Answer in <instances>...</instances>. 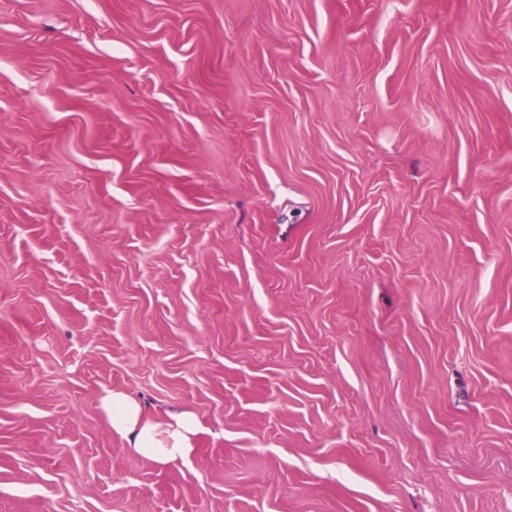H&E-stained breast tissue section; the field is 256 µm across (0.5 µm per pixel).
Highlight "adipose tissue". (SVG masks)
Returning <instances> with one entry per match:
<instances>
[{"label": "adipose tissue", "instance_id": "ef3b65f1", "mask_svg": "<svg viewBox=\"0 0 512 512\" xmlns=\"http://www.w3.org/2000/svg\"><path fill=\"white\" fill-rule=\"evenodd\" d=\"M99 405L113 432L125 438L131 450L140 455L166 465L187 459L194 450L200 423L191 412L155 421L128 394L112 389L100 393Z\"/></svg>", "mask_w": 512, "mask_h": 512}]
</instances>
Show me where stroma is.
I'll return each instance as SVG.
<instances>
[{
  "label": "stroma",
  "mask_w": 512,
  "mask_h": 512,
  "mask_svg": "<svg viewBox=\"0 0 512 512\" xmlns=\"http://www.w3.org/2000/svg\"><path fill=\"white\" fill-rule=\"evenodd\" d=\"M0 512H512V0H0ZM99 405L112 431L125 438L134 452L166 465L187 459L200 430L197 417L188 411L161 421L148 418L142 406L120 390L104 389Z\"/></svg>",
  "instance_id": "obj_1"
}]
</instances>
